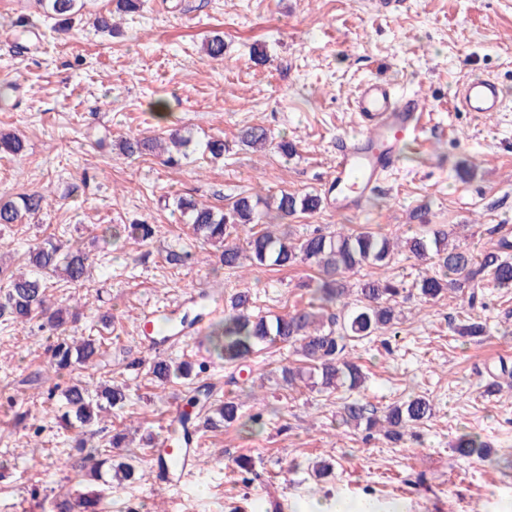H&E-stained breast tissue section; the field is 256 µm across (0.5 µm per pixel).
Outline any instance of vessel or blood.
I'll use <instances>...</instances> for the list:
<instances>
[{
  "mask_svg": "<svg viewBox=\"0 0 512 512\" xmlns=\"http://www.w3.org/2000/svg\"><path fill=\"white\" fill-rule=\"evenodd\" d=\"M457 98L465 111L483 114L500 111L503 102L497 82L486 77L467 79ZM354 106L363 129L341 141L332 175L324 185L327 205L339 211H355L362 206L383 175L396 165L401 139L421 132L420 117L425 109L418 97L396 96L389 84L377 79L358 86ZM175 454L177 466L157 465L159 483L170 486L193 475L197 449L179 448Z\"/></svg>",
  "mask_w": 512,
  "mask_h": 512,
  "instance_id": "vessel-or-blood-1",
  "label": "vessel or blood"
}]
</instances>
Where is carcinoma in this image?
<instances>
[{"instance_id":"carcinoma-1","label":"carcinoma","mask_w":512,"mask_h":512,"mask_svg":"<svg viewBox=\"0 0 512 512\" xmlns=\"http://www.w3.org/2000/svg\"><path fill=\"white\" fill-rule=\"evenodd\" d=\"M46 12L56 17L62 27L79 11L84 0H39ZM241 142L251 148H263L270 143L267 130L253 126L243 131ZM163 148L157 140L129 138L122 143L128 155L141 154ZM23 149L17 136L0 132V152L17 155ZM44 196L38 192L26 193L13 200L0 199V224H16L23 215L42 209ZM261 198L251 195L239 197L227 211L213 206L200 205L192 199H178L177 207L189 215L193 232L202 246L215 249L218 263L235 272L246 266L288 267L307 263L319 271L313 289V301L292 313L266 318L249 310V298L238 295L224 321L211 331L209 342L214 355L226 365L243 366L264 344L291 345L303 358L308 368L281 366L282 381L292 385L298 381L332 392L340 387L358 389L365 376L361 366L348 358L350 343L368 339L374 334L393 327L396 313L391 302L400 294V288L388 279H370L357 284V303L343 309L342 314L324 323L320 310L345 295L347 284L344 275L365 265L383 266L390 258L394 243L381 234L371 231L357 233L338 232L324 234L319 230L296 241L287 231L277 233L264 222L258 210ZM322 206L319 195L299 197L281 192L276 198V218L285 220L298 213H314ZM249 228L244 244L236 242L235 235L241 228ZM405 248L415 258L432 253L440 267L438 274H425L418 282L421 295L435 299L447 290L468 289V307L473 309L483 295V289L512 288V243L503 240L491 250L476 255L467 248L448 244V231L439 229L431 234L416 235L405 240ZM58 275L71 286H81L87 277V262L79 250H72L60 243L48 241L36 246L28 254V269L9 276V288L0 303V314H7L13 324L26 325L37 315L46 312L47 286L43 275ZM100 344L94 338L60 337L51 348L52 363L56 371L87 368L99 352ZM192 371L185 362L173 365L159 358L153 361L150 373L161 385L172 378H186ZM124 384L100 385L94 389L79 381L66 386L62 392L65 412L63 418L70 426L80 429L74 437V448L81 454V467L101 483L98 490L75 489L72 493L53 500V512H96L95 504L112 491V481L123 483L135 479L136 466L129 462L112 464V449L125 447V435L116 434L110 449L88 447L83 429L90 427L99 413L108 406L114 408L126 400ZM213 386L202 383L194 388L186 400L191 412H181L177 424L171 426L174 442H188L193 435L191 425L200 416L213 421V415L231 424L246 419L251 428L263 425V414L248 417L240 413L241 404L233 398L216 407L212 404ZM432 405L424 397H412L389 408L384 419L377 418L368 406L352 400L343 406L342 423L356 427L365 426L370 431L380 428L393 440L402 436V429L415 425L431 416ZM456 451L464 457L485 456V443L480 436L468 433L460 436Z\"/></svg>"}]
</instances>
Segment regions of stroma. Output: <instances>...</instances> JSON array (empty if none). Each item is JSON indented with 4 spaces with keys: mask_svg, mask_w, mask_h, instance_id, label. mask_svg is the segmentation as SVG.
<instances>
[{
    "mask_svg": "<svg viewBox=\"0 0 512 512\" xmlns=\"http://www.w3.org/2000/svg\"><path fill=\"white\" fill-rule=\"evenodd\" d=\"M114 8L113 0H86L71 27L58 31L37 0H0V85L8 88L0 130L24 143L20 155L0 153V196L45 197L39 213L0 226V292L29 248L49 238L70 242L87 257L90 278L80 288L50 278L48 296L80 314L62 333L101 345L94 370L53 381L49 347L57 334L0 321V512H43L42 500L84 481L72 466L74 431L58 418L60 389L76 380L128 387L123 408L93 425V441L128 434L132 444L117 458L133 461L144 478L113 489L102 512H121L129 501L140 512H294L302 500L336 496L397 500L404 512H512V468L504 463L512 456V376L495 394L484 390L485 368L512 367V288H488L483 305L467 311L457 292L421 296L417 283L433 272L432 261L398 251L387 265L362 267L351 282H401L399 321L350 347L364 386L330 393L277 380L282 365L298 364L280 344L247 366L224 365L211 352L215 318L206 315L200 333L166 360L203 365L200 379L215 384V404L234 396L244 413L262 406L270 413L256 434L236 423L206 430L199 471L172 490L155 480L154 443L167 438L170 410L193 384L182 378L157 387L148 374L155 356L143 344L145 312L177 317L202 293L226 301L246 293L252 310L272 316L309 302L304 283L313 268L221 269L175 201L227 209L241 195L322 194L337 139L357 129L352 95L364 79L425 98L424 129L358 213H300L289 220L294 232L366 227L396 239L445 226L453 242L489 248L497 225L512 224V0H146L140 13L117 14L112 34L95 31L94 15ZM216 35L226 46L220 59L204 52ZM257 52L264 61L254 60ZM476 75L502 86V111L458 110L459 85ZM252 126L266 128L271 149L241 145ZM173 130L197 145L180 165L121 151L126 138ZM212 137L224 139L223 158L204 152ZM283 140L295 144L293 156L278 152ZM143 222L158 226L152 239L103 233ZM172 250L198 260L168 263ZM469 318L484 335L457 334ZM418 395L433 412L400 440L339 424L350 400L382 415ZM24 411L39 436L16 425ZM465 433L480 434L486 458L455 451ZM244 454L261 481L242 482L235 461ZM326 463L329 475L316 476Z\"/></svg>",
    "mask_w": 512,
    "mask_h": 512,
    "instance_id": "35a3bbf8",
    "label": "stroma"
}]
</instances>
